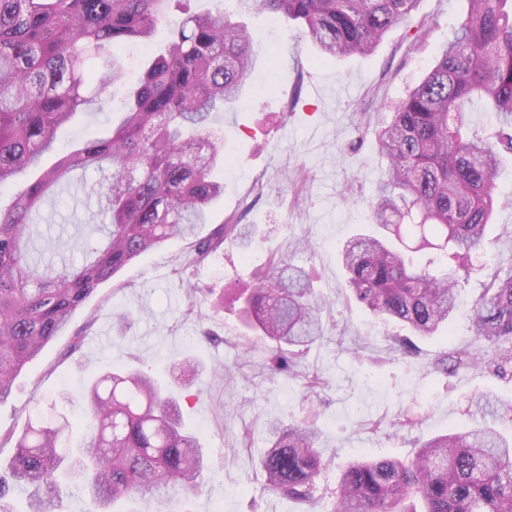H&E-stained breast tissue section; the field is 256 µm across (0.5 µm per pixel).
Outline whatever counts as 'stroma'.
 <instances>
[{"label": "stroma", "mask_w": 512, "mask_h": 512, "mask_svg": "<svg viewBox=\"0 0 512 512\" xmlns=\"http://www.w3.org/2000/svg\"><path fill=\"white\" fill-rule=\"evenodd\" d=\"M466 8V0H419L371 54L325 61L299 40L293 22L258 12L244 18L259 45L254 72L270 76L272 87L248 81L243 97L214 115L208 134L223 141L241 176L229 180L224 166L215 167L224 196L211 222L239 216L257 234L245 250L225 242L192 279L218 291L248 285L272 251L289 250L327 302L324 337L304 358L307 371L324 375L322 388L311 393L300 382L271 375L265 344L243 325L236 305L218 313L206 301L190 307L176 273L187 244L175 241L132 262L76 311L68 334L48 344L15 380L9 400L0 404V432L21 434L37 402L53 400L72 423L63 444L76 446L83 396L98 375L133 363L162 377L171 362L196 359L204 372L182 410L186 427L200 438L207 469L191 495L192 512H304L302 504L264 487L257 460L269 446L270 420H314L317 446L329 462L319 485L332 489L351 459L413 458L424 440L474 425L479 400L511 401L512 376L486 365L447 377L427 374L426 365L443 352L479 349L465 318H456L450 333L420 340L418 358L397 355L393 337L404 327L352 299L339 261L347 240L371 232L366 203L385 170L358 126L388 118L431 69ZM118 104V96L103 92L60 129L59 150L104 135ZM99 180L88 172L44 206L45 262L81 264L86 248L100 241L90 194ZM495 191L500 205L486 238L488 268L462 282L465 306L481 293L490 268L512 265V254L497 243L500 234L512 233L511 158L502 160ZM299 238L308 239L309 248L293 249ZM124 310L134 314L127 329L116 323ZM76 337L81 345L74 351ZM399 413L418 417L419 426L390 427Z\"/></svg>", "instance_id": "stroma-1"}]
</instances>
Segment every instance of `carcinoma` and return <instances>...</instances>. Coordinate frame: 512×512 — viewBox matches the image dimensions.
<instances>
[{"label": "carcinoma", "instance_id": "obj_1", "mask_svg": "<svg viewBox=\"0 0 512 512\" xmlns=\"http://www.w3.org/2000/svg\"><path fill=\"white\" fill-rule=\"evenodd\" d=\"M238 10L284 16L318 58L368 54L401 23L417 0H236ZM452 38L432 69L391 119L371 129L388 169L367 203L379 233L359 234L343 247L345 289L373 315L413 338L450 328L460 314L482 342L476 352L438 359L442 374L482 363L512 366V265L490 274L483 294L461 313L457 290L473 261L484 257L494 216V179L512 155V0H468ZM182 0H0V187L41 169L36 180L0 207V402L21 371L68 327L73 314L104 282L150 250L188 241L177 274L190 276L225 241L242 248L254 235L232 217L202 234L224 183L211 170L228 162L224 143L206 136L211 115L241 98L257 58L248 27L226 10L173 17ZM165 43L122 96L109 131L41 168L57 132L105 88L123 85L122 48ZM103 61L96 76L88 65ZM485 100L497 123L486 136L467 132L466 106ZM103 174L93 189V221L107 242L80 265L40 268L32 259L34 213L73 174ZM245 325L267 348L275 375L304 380L314 392L324 379L302 368L323 337L321 302L312 276L275 251L256 271L253 287L235 294ZM180 387L197 367L172 365ZM68 420L28 422L5 434L15 454L0 474V512H15L13 487L31 489L29 512H55L63 479L79 482L88 512L190 495L204 459L199 439L181 424L176 399L143 371L102 374L85 393L83 444L60 449ZM273 440L260 466L269 491L311 508L321 499L320 472L329 466L309 424L271 425ZM331 512H512V438L486 423L436 436L409 460H356L342 471Z\"/></svg>", "mask_w": 512, "mask_h": 512}]
</instances>
